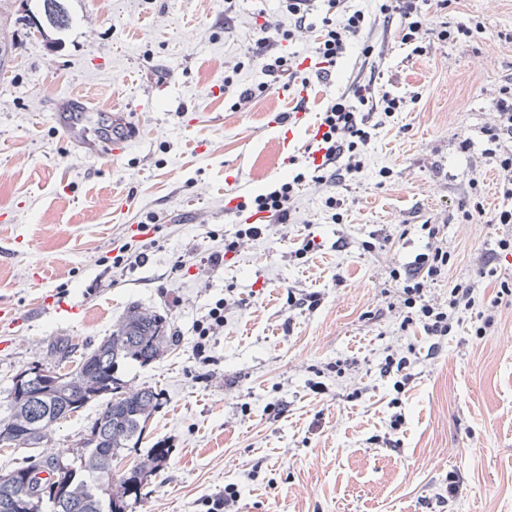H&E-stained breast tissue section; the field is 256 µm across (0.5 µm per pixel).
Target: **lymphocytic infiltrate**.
<instances>
[{
	"instance_id": "f902f5d3",
	"label": "lymphocytic infiltrate",
	"mask_w": 512,
	"mask_h": 512,
	"mask_svg": "<svg viewBox=\"0 0 512 512\" xmlns=\"http://www.w3.org/2000/svg\"><path fill=\"white\" fill-rule=\"evenodd\" d=\"M324 16L319 28L320 34L315 53L320 63L336 68L345 58L356 40L369 26L368 11L349 5L348 0H322ZM380 13L396 14L403 21L402 41L416 44L417 40L430 38L434 43H457L474 39L485 30L483 22L472 20L454 26L448 23L432 25L422 9L420 0H384L379 6ZM261 35L255 42V52L265 57L263 71L273 80L281 77L301 79L309 83L308 70L286 57L282 43L291 39L288 31L274 30L272 23H265ZM403 100L390 92L379 90L375 79L358 82L350 90L335 98L320 117L323 130L316 145L322 154L321 164H308L287 182L277 185L268 193L251 200H241L232 210L234 217H241L248 209L267 213L271 223L283 224L291 216L295 196L301 186L309 180H325L330 169H340L355 176L364 168V151L369 145L375 126L373 114L392 117L401 110ZM493 121L485 128L486 149L489 158L495 159L498 170L500 194L503 208L495 214L497 224H512V149L507 142L512 139V82L500 85L491 97ZM428 251L418 261L416 269L406 271L402 279L400 309L402 320L400 330L410 325L421 327L425 336L435 342H442L451 336L460 325L459 311L474 305V283H459L448 290L444 303L435 305L425 298L427 282L440 281L448 274L451 254L439 237L435 225H427ZM481 276L497 278L498 289L485 309L478 314L479 324L474 333L486 335L494 327L499 307L512 305V277L499 275L485 258H478Z\"/></svg>"
}]
</instances>
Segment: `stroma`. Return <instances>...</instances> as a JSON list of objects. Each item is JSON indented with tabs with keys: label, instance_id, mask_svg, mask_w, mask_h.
<instances>
[{
	"label": "stroma",
	"instance_id": "35a3bbf8",
	"mask_svg": "<svg viewBox=\"0 0 512 512\" xmlns=\"http://www.w3.org/2000/svg\"><path fill=\"white\" fill-rule=\"evenodd\" d=\"M63 4L71 24L57 30L36 0H0V307L20 315L0 322V415L21 368L50 362L63 340L78 363L136 307L166 317L175 344L119 371L124 390L156 387L162 405L113 471L157 444L169 450L135 512H206V499L229 484L241 492L239 512H430L452 473L464 481L454 512H512V307L484 336L464 319L435 352L419 328L400 331L389 307L399 295L391 272L425 252L428 224L454 254L430 298H446L460 281L494 296L495 279L477 276L482 251L512 275V254L497 248L512 224L491 221L502 200L481 133L493 89L512 81V41L502 38L512 30V0H453L444 9L428 0L431 22L474 18L486 31L417 54L401 43L397 16H377L364 37L373 56L352 50L305 97L273 86L237 108L224 77L235 74L242 89L261 81L252 55L259 26L293 30L286 52L306 55L321 11L299 30L279 0ZM374 65L378 85L404 106L383 119L363 172L307 183L288 223L237 236L224 214L230 200L268 192L292 172L268 113L300 104L318 115ZM80 96L99 110L81 143L62 141L54 115ZM116 105L139 129L133 146L89 154ZM384 168L389 178H380ZM477 199L483 214L463 221ZM149 212L158 222L147 263L116 274L115 247ZM335 212L342 223L332 222ZM310 234L317 249L292 260ZM231 239L236 249L219 266L201 264ZM174 254L186 266L173 275ZM292 291L318 293L321 304L289 306ZM221 300L223 328L199 340L198 321ZM389 345L412 351L413 380L401 395L379 373ZM339 359L352 362L340 379L327 370ZM319 377L326 393L310 388ZM357 390L362 398L352 399ZM98 409L91 403L53 426L42 451L68 452ZM396 410L406 422L389 448L379 437Z\"/></svg>",
	"mask_w": 512,
	"mask_h": 512
}]
</instances>
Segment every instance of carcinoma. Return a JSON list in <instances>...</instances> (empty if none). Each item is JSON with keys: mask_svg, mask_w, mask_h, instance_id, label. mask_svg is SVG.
I'll use <instances>...</instances> for the list:
<instances>
[{"mask_svg": "<svg viewBox=\"0 0 512 512\" xmlns=\"http://www.w3.org/2000/svg\"><path fill=\"white\" fill-rule=\"evenodd\" d=\"M42 0L43 15L50 27H69L70 15L62 3L47 10ZM166 319L155 313L133 309L96 349L84 358L81 370L92 374L99 383L98 391L62 395L44 383L39 375L12 385L8 395L7 415L0 418V442L14 444V426L24 423L37 406L45 417L41 430L26 435L24 445L33 447L47 436L48 428L102 396H110L92 422L81 446L71 455L54 454L57 479L43 495L17 500L8 482H0V512H132L139 501L148 477L167 458L168 449L159 444L150 456L128 471L112 472V461L124 450L137 445L148 421L162 405L161 393L150 387L136 391L120 390L117 372L128 362L147 364L159 356L158 346L168 348Z\"/></svg>", "mask_w": 512, "mask_h": 512, "instance_id": "obj_1", "label": "carcinoma"}]
</instances>
